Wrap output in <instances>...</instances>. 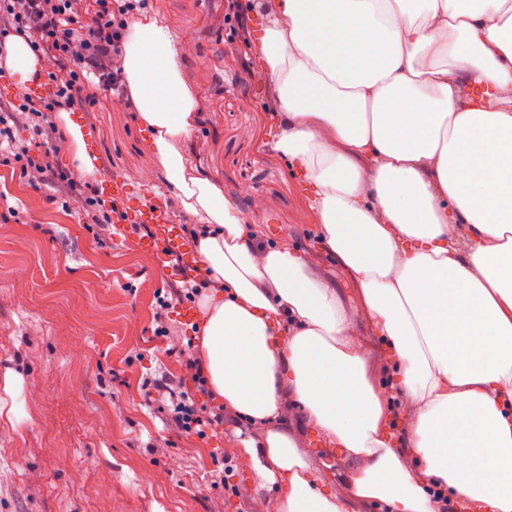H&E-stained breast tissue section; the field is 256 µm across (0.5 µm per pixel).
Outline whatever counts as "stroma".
<instances>
[{"label": "stroma", "instance_id": "35a3bbf8", "mask_svg": "<svg viewBox=\"0 0 512 512\" xmlns=\"http://www.w3.org/2000/svg\"><path fill=\"white\" fill-rule=\"evenodd\" d=\"M251 2L241 0L245 27L232 29L224 0H144V14L184 44L183 76L199 97L184 150L260 242L284 239L307 254L314 275L354 309L373 383L389 387L386 350L357 308L353 281L321 243L289 170L263 146L274 99L268 75L242 50L258 15ZM72 116L103 164L93 188L125 183L174 223L198 227L147 154L125 90H99ZM166 263L162 250L101 232L63 184L29 179L0 155V380L13 374L22 409L18 420L0 418V512H273L276 486L239 453L258 428L228 421L201 439L172 427L152 398V379L164 375L194 389L180 346L154 335L155 293L178 284L165 277ZM284 426L308 449L320 483L335 487L349 474L329 438L312 447L301 405L289 402ZM223 457L234 462L237 493L213 483Z\"/></svg>", "mask_w": 512, "mask_h": 512}]
</instances>
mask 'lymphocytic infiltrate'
<instances>
[{
  "label": "lymphocytic infiltrate",
  "instance_id": "obj_1",
  "mask_svg": "<svg viewBox=\"0 0 512 512\" xmlns=\"http://www.w3.org/2000/svg\"><path fill=\"white\" fill-rule=\"evenodd\" d=\"M136 8V0H0V70L5 67L7 37L19 36L29 42L39 60L47 63L51 86L47 97H23L14 110L0 107V144L11 141L12 125L24 113L37 118L40 143L54 145L60 138L53 120L55 112L81 103L82 92L92 85H115L122 75L123 42ZM13 158L26 174L65 183L78 192L88 210L101 213V228H108L111 217L104 214V203L96 198L89 183L53 169L45 157L26 147L15 149ZM186 367L194 392L173 390L162 381L155 389L170 398L171 424L203 438L223 425L225 410L200 404L198 396L207 387L203 366L190 358Z\"/></svg>",
  "mask_w": 512,
  "mask_h": 512
}]
</instances>
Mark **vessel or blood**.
<instances>
[{"instance_id":"1","label":"vessel or blood","mask_w":512,"mask_h":512,"mask_svg":"<svg viewBox=\"0 0 512 512\" xmlns=\"http://www.w3.org/2000/svg\"><path fill=\"white\" fill-rule=\"evenodd\" d=\"M126 221L135 226L141 224L149 226V236L137 240L140 247L151 249L156 245H163L167 252L178 257L183 268L196 267L197 256L187 243L181 225L171 223L162 211L139 204L128 210Z\"/></svg>"}]
</instances>
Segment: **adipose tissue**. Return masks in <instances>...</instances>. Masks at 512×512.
<instances>
[{
	"mask_svg": "<svg viewBox=\"0 0 512 512\" xmlns=\"http://www.w3.org/2000/svg\"><path fill=\"white\" fill-rule=\"evenodd\" d=\"M253 59L275 98L270 150L304 187L317 229L409 400V448L387 433L352 313L287 242L258 245L236 206L182 150L199 100L184 47L132 21L126 92L156 167L186 212L212 281L196 355L214 405L262 431L240 453L275 484V512H345L282 422L303 406L354 469V497L434 512L427 484L512 512V0H265ZM82 178L101 163L59 112ZM467 231L458 240L456 226ZM419 458L411 470L407 456Z\"/></svg>",
	"mask_w": 512,
	"mask_h": 512,
	"instance_id": "1",
	"label": "adipose tissue"
}]
</instances>
